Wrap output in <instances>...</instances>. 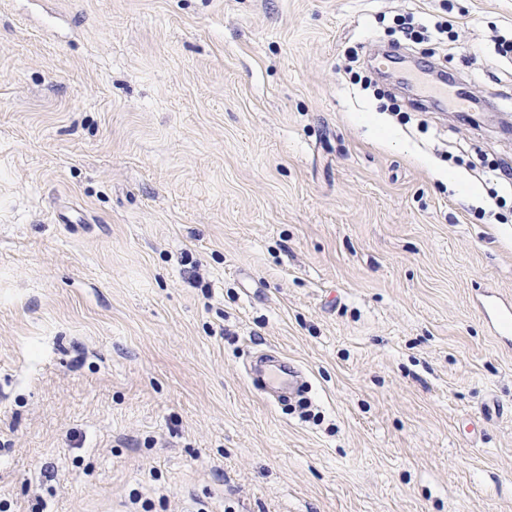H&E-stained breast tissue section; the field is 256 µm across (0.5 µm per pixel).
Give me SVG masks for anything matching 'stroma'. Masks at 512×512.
Listing matches in <instances>:
<instances>
[{
    "instance_id": "obj_1",
    "label": "stroma",
    "mask_w": 512,
    "mask_h": 512,
    "mask_svg": "<svg viewBox=\"0 0 512 512\" xmlns=\"http://www.w3.org/2000/svg\"><path fill=\"white\" fill-rule=\"evenodd\" d=\"M480 113L345 76L411 58ZM512 0H0L8 512H512ZM302 370L309 414L248 364ZM479 307L495 332L501 336L506 345H512V301L501 297L495 292H486Z\"/></svg>"
}]
</instances>
